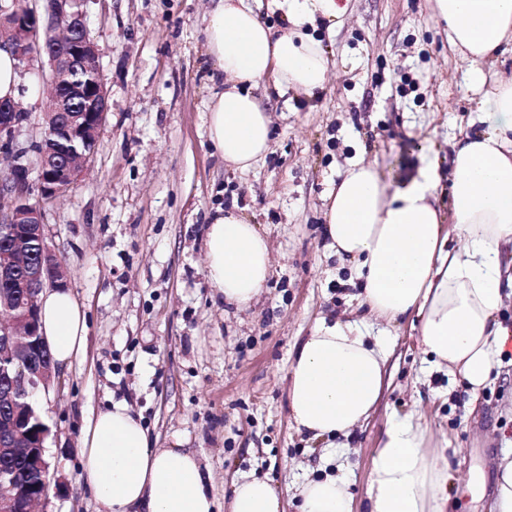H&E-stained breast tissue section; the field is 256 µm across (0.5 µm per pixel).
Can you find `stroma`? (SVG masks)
I'll use <instances>...</instances> for the list:
<instances>
[{
    "instance_id": "obj_1",
    "label": "stroma",
    "mask_w": 512,
    "mask_h": 512,
    "mask_svg": "<svg viewBox=\"0 0 512 512\" xmlns=\"http://www.w3.org/2000/svg\"><path fill=\"white\" fill-rule=\"evenodd\" d=\"M211 0H87L108 111L82 177L46 203L47 242L87 314L84 353L38 396L55 481L38 512H107L82 477L80 439L117 401L142 418L156 447L183 448L212 475L216 502L234 480L269 476L283 497L321 464L323 445L288 410V360L323 317L368 325L391 349V383L368 422L336 454L363 512L371 456L389 419L421 412L458 455L451 512H492L493 462L512 448V364L478 402L464 382L430 372L418 317L370 322L327 248L323 196L354 158L378 161L397 187L429 154L449 169L452 145L475 117L466 64L449 51L431 0H353L314 35L331 50L315 97L259 89L272 117L268 154L242 172L207 136L212 97L205 49ZM41 59L19 68L28 115L17 141L40 142L50 88ZM238 204L267 238L272 273L256 304L236 309L210 287L204 229Z\"/></svg>"
}]
</instances>
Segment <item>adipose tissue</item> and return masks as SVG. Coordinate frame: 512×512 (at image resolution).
Segmentation results:
<instances>
[{"label": "adipose tissue", "instance_id": "obj_1", "mask_svg": "<svg viewBox=\"0 0 512 512\" xmlns=\"http://www.w3.org/2000/svg\"><path fill=\"white\" fill-rule=\"evenodd\" d=\"M206 51L224 89L207 113L208 138L225 163L240 171L267 154L271 119L255 91L313 96L328 81V55L311 27H336L350 0H279L285 26L264 22L248 0H211ZM449 47L467 64L479 96L480 132L454 143L449 177L430 160L417 178L388 188L380 168L350 161L324 196L330 248L370 319L390 324L415 315L419 341L432 365L461 375L478 398L512 346L499 319L512 276L503 277V247L512 244V77L497 74L512 51V0H434ZM447 191L448 209L438 205ZM453 229H446L445 218ZM271 270L269 245L257 225L221 211L206 229L205 273L228 304L248 306ZM42 336L55 363L85 348L86 313L68 289L38 299ZM385 340L356 323L319 320L288 364V400L296 430L313 440L349 436L377 409L387 385ZM83 478L108 512H214L211 474L195 452L156 448L125 402L94 415L82 431ZM449 456H437L421 415L388 422L369 469L366 512H448ZM298 512H352L343 474L322 472L298 488ZM228 512H283L269 478L233 485Z\"/></svg>", "mask_w": 512, "mask_h": 512}]
</instances>
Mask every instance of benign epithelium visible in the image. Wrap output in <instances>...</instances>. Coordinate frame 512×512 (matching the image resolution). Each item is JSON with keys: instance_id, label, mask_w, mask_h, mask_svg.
Segmentation results:
<instances>
[{"instance_id": "benign-epithelium-1", "label": "benign epithelium", "mask_w": 512, "mask_h": 512, "mask_svg": "<svg viewBox=\"0 0 512 512\" xmlns=\"http://www.w3.org/2000/svg\"><path fill=\"white\" fill-rule=\"evenodd\" d=\"M44 13L28 6V0H11L0 4V33L11 31L17 38H0L9 44L22 64L35 57L47 58L51 70L52 106L46 113V129L41 142L34 146L36 167H31L28 150L16 144V138L27 114L17 102L0 100V149L11 160L7 179L0 183V199L8 200L7 209L0 208V224L24 226L25 237L36 243L33 258L20 262L12 250L0 251V375L4 376L0 398L7 400L12 413L3 418L9 433L0 440V453H14V444L23 438L21 409L30 405L36 391H49L56 382L55 369L35 364L46 348L38 330L37 297L47 285H66L61 259L46 241L44 212L28 201L29 175L37 172L41 195L54 199L79 180L92 153L78 152L60 156L52 148L50 134L58 115L67 113L62 131L69 140L84 143L97 141L107 113L105 79L98 62V49L91 39L82 6L85 0H45ZM90 71L84 82H72L68 76L75 69ZM27 288L28 304L23 313L12 312L14 289ZM50 434L39 433L37 451L28 455L30 466L50 473L45 456V443ZM0 512H35L22 496H1Z\"/></svg>"}]
</instances>
